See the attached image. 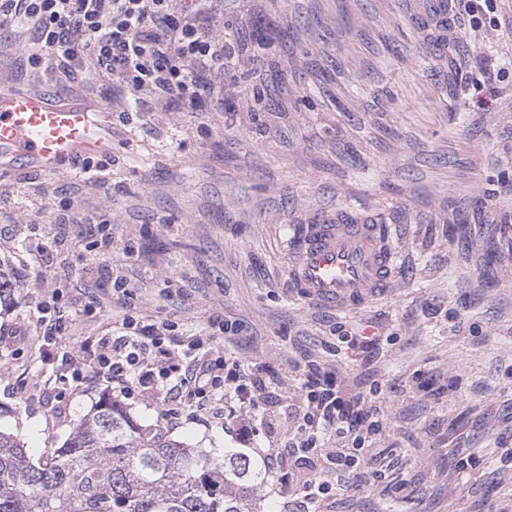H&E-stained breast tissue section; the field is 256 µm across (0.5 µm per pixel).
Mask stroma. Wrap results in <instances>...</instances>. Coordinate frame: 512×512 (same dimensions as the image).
<instances>
[{
  "mask_svg": "<svg viewBox=\"0 0 512 512\" xmlns=\"http://www.w3.org/2000/svg\"><path fill=\"white\" fill-rule=\"evenodd\" d=\"M454 25L441 48L407 0H224L223 111L113 112L124 136L90 178L0 173V231L26 227L21 242L0 234V430L48 455L104 396L72 394L60 415L51 391L17 387L53 373L32 324L39 293L106 265L151 319L199 331L220 312L233 349L272 374L306 353L378 389L382 461L351 469L321 512H512V0ZM61 80L121 101L91 75L45 73L0 30V81L49 93ZM339 208L391 225L400 249L394 293L357 311L285 289L290 225ZM65 214L110 220L111 250L61 237ZM367 325L383 338L370 362L333 347ZM296 400L260 406L247 440L231 417L171 427L159 403L123 404L219 463L284 443Z\"/></svg>",
  "mask_w": 512,
  "mask_h": 512,
  "instance_id": "obj_1",
  "label": "stroma"
}]
</instances>
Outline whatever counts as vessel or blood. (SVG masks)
<instances>
[{
	"instance_id": "vessel-or-blood-1",
	"label": "vessel or blood",
	"mask_w": 512,
	"mask_h": 512,
	"mask_svg": "<svg viewBox=\"0 0 512 512\" xmlns=\"http://www.w3.org/2000/svg\"><path fill=\"white\" fill-rule=\"evenodd\" d=\"M445 35L448 0H415ZM105 99L80 100L0 86V169L47 176L78 170L83 159L111 154L115 131ZM287 288L329 310L360 309L395 283L389 225L341 210L294 228L286 252Z\"/></svg>"
}]
</instances>
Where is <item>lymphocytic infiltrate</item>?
I'll list each match as a JSON object with an SVG mask.
<instances>
[{
	"label": "lymphocytic infiltrate",
	"instance_id": "lymphocytic-infiltrate-1",
	"mask_svg": "<svg viewBox=\"0 0 512 512\" xmlns=\"http://www.w3.org/2000/svg\"><path fill=\"white\" fill-rule=\"evenodd\" d=\"M181 0H0V29L24 27L25 45L35 62L66 73L91 69L130 95L127 112L147 102L188 107L209 103L224 108V41L215 30L224 20V0H202L195 14L183 13ZM59 289L39 303L37 328L48 345H61L54 358L60 383L82 391L103 384L123 396L133 394L168 404L170 425L181 419L209 425L224 420V400L257 408L276 397L286 383L301 395L289 405L294 427L281 448L269 449L265 464L272 471L293 465L307 468L296 492L302 512L341 483L347 468L358 466L364 431H378L380 407L372 393L353 381L336 379L326 364L302 360L292 366L290 381L269 376L251 356L220 350L217 340L237 327L216 315L208 334L181 331L178 322L155 321L132 304L129 281L112 282V300L124 309L95 345L68 341Z\"/></svg>",
	"mask_w": 512,
	"mask_h": 512
}]
</instances>
